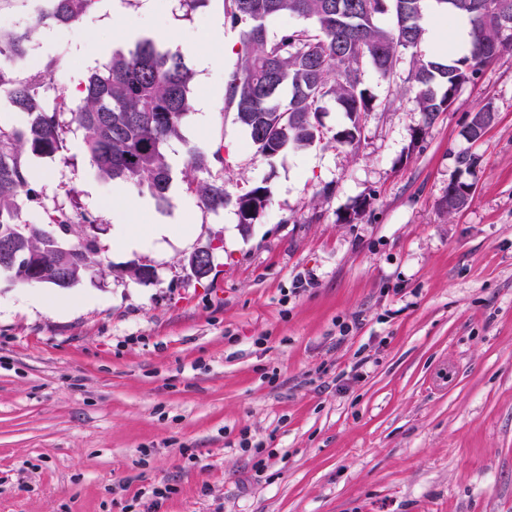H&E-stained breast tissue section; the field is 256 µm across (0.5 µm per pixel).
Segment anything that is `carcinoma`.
I'll list each match as a JSON object with an SVG mask.
<instances>
[{"label": "carcinoma", "instance_id": "1", "mask_svg": "<svg viewBox=\"0 0 512 512\" xmlns=\"http://www.w3.org/2000/svg\"><path fill=\"white\" fill-rule=\"evenodd\" d=\"M448 20L471 27L469 54L444 59L420 54L428 2ZM231 27L240 30L241 53L237 68L226 80L228 104L248 131L257 151L273 158L290 148L301 150L321 139L319 114L323 104L335 101L345 113L349 136L360 141V115L374 111V98L361 88L366 66L389 76L393 59L410 52V80L424 125L448 110L447 96L474 81L481 67L493 60L485 53L496 46L512 48V35L500 39L494 18L485 12L487 0H225ZM95 0H46L36 21L73 26L92 9ZM392 15L382 24L379 17ZM293 16L303 25L269 34V25L281 16ZM28 55L27 35H0V98L25 114L20 126L0 125V239L17 255L41 254L46 266L40 274L57 288L78 284L89 269L74 261L71 247L46 236L23 219L22 204L37 196L36 172L30 157H54L66 147V133L82 134L87 155L98 174L107 180L146 188L158 204L169 202L173 179L169 162L172 142L181 139V122L191 107L192 74L181 56L154 39H143L128 53H115L101 70L83 80L81 102L72 107L67 92L57 95L52 107L43 90L53 64L29 72L15 70ZM288 119H282V113ZM491 109L479 111L468 128L476 140L494 121ZM208 159L192 151L184 179L201 206L217 212L234 202L239 223L253 224L258 207L270 192L257 185L231 199L224 181L203 177ZM44 224L76 233L73 220L58 210H43Z\"/></svg>", "mask_w": 512, "mask_h": 512}]
</instances>
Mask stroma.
I'll use <instances>...</instances> for the list:
<instances>
[{
  "label": "stroma",
  "instance_id": "obj_1",
  "mask_svg": "<svg viewBox=\"0 0 512 512\" xmlns=\"http://www.w3.org/2000/svg\"><path fill=\"white\" fill-rule=\"evenodd\" d=\"M34 8L0 0V33H26L35 66L53 64L47 103L130 49L134 26L187 43L191 110L169 204L143 216L172 226L156 248L113 245L116 185L80 135L33 162L42 195L24 218L47 206L98 225L103 264L68 289L0 285V512H121L162 483L157 512H512V50L428 127L407 60L388 78L365 69L376 108L358 143L336 141L332 103L320 141L269 159L225 97L240 35L211 30L224 0H96L73 27L33 24ZM486 107L494 122L467 140ZM193 149L230 196L267 185L249 230L187 190ZM454 181L473 191L451 213ZM209 244L199 280L183 261ZM133 263L155 278L125 275Z\"/></svg>",
  "mask_w": 512,
  "mask_h": 512
}]
</instances>
